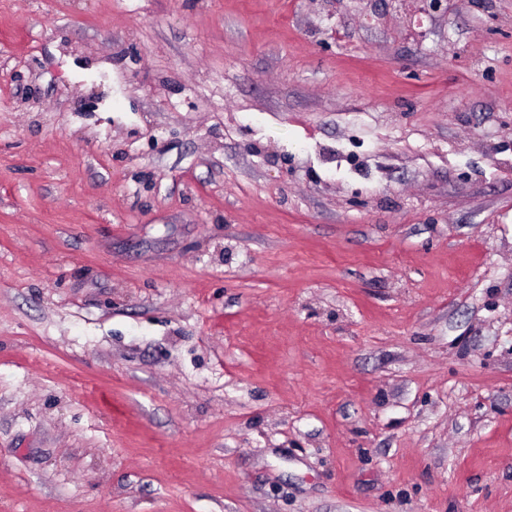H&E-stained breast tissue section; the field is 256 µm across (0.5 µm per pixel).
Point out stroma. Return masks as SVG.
Wrapping results in <instances>:
<instances>
[{
    "instance_id": "stroma-1",
    "label": "stroma",
    "mask_w": 512,
    "mask_h": 512,
    "mask_svg": "<svg viewBox=\"0 0 512 512\" xmlns=\"http://www.w3.org/2000/svg\"><path fill=\"white\" fill-rule=\"evenodd\" d=\"M0 512H512V0H0Z\"/></svg>"
}]
</instances>
